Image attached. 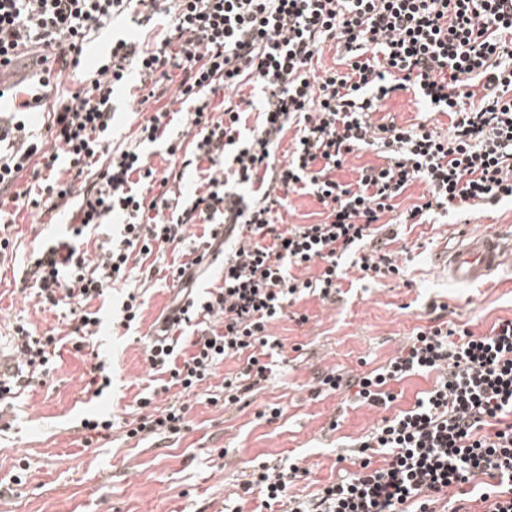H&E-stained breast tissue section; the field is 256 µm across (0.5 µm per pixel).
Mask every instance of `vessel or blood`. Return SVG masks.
<instances>
[{
  "label": "vessel or blood",
  "instance_id": "1",
  "mask_svg": "<svg viewBox=\"0 0 512 512\" xmlns=\"http://www.w3.org/2000/svg\"><path fill=\"white\" fill-rule=\"evenodd\" d=\"M512 259V237L477 235L452 249L442 268L449 279L462 283L486 280L505 261Z\"/></svg>",
  "mask_w": 512,
  "mask_h": 512
}]
</instances>
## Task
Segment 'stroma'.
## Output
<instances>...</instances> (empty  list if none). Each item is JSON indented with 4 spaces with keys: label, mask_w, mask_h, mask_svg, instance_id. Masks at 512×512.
<instances>
[{
    "label": "stroma",
    "mask_w": 512,
    "mask_h": 512,
    "mask_svg": "<svg viewBox=\"0 0 512 512\" xmlns=\"http://www.w3.org/2000/svg\"><path fill=\"white\" fill-rule=\"evenodd\" d=\"M66 220L60 214L44 224L26 209L1 231L16 242L0 259L1 354L13 355L10 336L17 322L39 334L65 326L61 310L30 295L23 279L33 246L61 234ZM485 232L512 235V204L464 223L420 224L402 233L390 249L404 275L373 282L348 269L336 302L304 297L293 304L292 315L271 324L288 360L275 366L250 402L224 408L193 396L189 425L180 434L128 440L121 425L136 418L153 378L147 339L174 295L164 271L175 254L165 249L153 264L154 276L141 286L144 305L136 326L119 323L125 292L115 288L101 310L104 330L95 348L65 345L49 376L31 380L18 398L0 406V512H224L228 505L252 512L256 502L245 499L242 482L256 461L302 467L291 494L316 493L340 472L354 471L348 455L358 440L383 418L410 409L417 393L435 381L422 374L391 383L398 399L386 409L355 403L344 392H319L322 375L381 367L428 325L433 302L447 305L448 320L477 334L512 319V261L474 284L449 281L439 270L440 254ZM298 313L306 323L295 321ZM98 353L112 360V388L100 397L86 389ZM270 406L281 409L279 418L265 417ZM98 413L111 414L116 427L110 439L83 447L76 428ZM21 462L27 465L22 473Z\"/></svg>",
    "instance_id": "35a3bbf8"
}]
</instances>
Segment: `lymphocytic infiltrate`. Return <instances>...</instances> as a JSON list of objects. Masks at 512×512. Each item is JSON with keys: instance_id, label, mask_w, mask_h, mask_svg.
<instances>
[{"instance_id": "f902f5d3", "label": "lymphocytic infiltrate", "mask_w": 512, "mask_h": 512, "mask_svg": "<svg viewBox=\"0 0 512 512\" xmlns=\"http://www.w3.org/2000/svg\"><path fill=\"white\" fill-rule=\"evenodd\" d=\"M159 13L169 26L155 48L120 39L108 63L79 71L84 48L113 17L137 28ZM330 42L337 64L316 71L314 59ZM46 45L55 67L39 56ZM20 46L29 52L30 83L14 109L45 106L49 120L34 137L24 123L0 116V194L18 209L70 214L68 236L28 259L42 303L68 308L72 319L65 335L16 325L15 347L35 373L49 374L64 345L80 350L99 336L92 301L127 285L134 264L202 224L188 261L170 274L186 287L207 258H218L221 283L173 306L176 318L147 360L165 376L161 392L189 396L224 359H243L210 397L236 404L267 379L282 352L271 323L304 296L339 293L343 261L372 280L398 275L384 248L397 239V225L512 203V0H0V57ZM75 74L81 88L49 101V89ZM133 77L143 101L170 91L192 103V138L176 135L165 106L140 123L137 145L106 142L114 90ZM246 83L263 94L254 128L240 104H211L212 94ZM408 92L426 111L448 116V135L423 122H374L385 100ZM289 129L295 147L282 161L276 149ZM145 142L162 143L180 169L158 172ZM368 148L382 165L343 182L349 156ZM189 167L202 190L187 195ZM26 172L36 190L15 191ZM418 181L427 195L398 210L396 198ZM300 190L321 204L318 222L280 227L290 193ZM114 217L119 231L90 260L79 239ZM299 268L307 277L296 276ZM420 372L438 373L434 388L411 410L383 419L359 443L358 469L314 498L288 493L298 465L254 466L244 483L259 500L254 512L284 500L288 512H405L409 503L414 512H435L432 494L478 479L486 512H512V320L477 335L436 315L383 367L347 378L330 373L322 384L387 407L397 399L389 384ZM151 404L142 399L146 412L128 423L127 437L186 428L187 405L154 412Z\"/></svg>"}]
</instances>
